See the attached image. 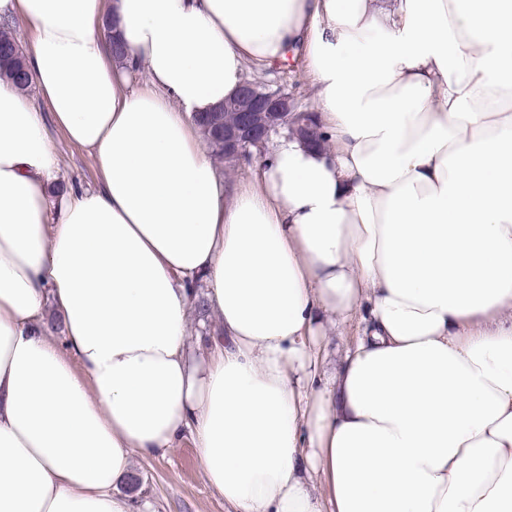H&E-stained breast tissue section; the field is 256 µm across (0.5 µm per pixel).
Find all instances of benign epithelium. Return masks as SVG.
Wrapping results in <instances>:
<instances>
[{
  "label": "benign epithelium",
  "mask_w": 512,
  "mask_h": 512,
  "mask_svg": "<svg viewBox=\"0 0 512 512\" xmlns=\"http://www.w3.org/2000/svg\"><path fill=\"white\" fill-rule=\"evenodd\" d=\"M216 111L235 115L234 122L224 124V161L227 163L248 159L252 148L267 144L271 135L280 129L293 136L307 137L314 116L311 111L297 110L288 94L266 90L248 81Z\"/></svg>",
  "instance_id": "1"
}]
</instances>
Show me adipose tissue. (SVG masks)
<instances>
[{
  "label": "adipose tissue",
  "instance_id": "1",
  "mask_svg": "<svg viewBox=\"0 0 512 512\" xmlns=\"http://www.w3.org/2000/svg\"><path fill=\"white\" fill-rule=\"evenodd\" d=\"M18 17L99 185L55 190L0 80V512H149L119 485L186 439L228 512H512V0H0ZM291 52L327 147L232 183L195 119Z\"/></svg>",
  "mask_w": 512,
  "mask_h": 512
}]
</instances>
